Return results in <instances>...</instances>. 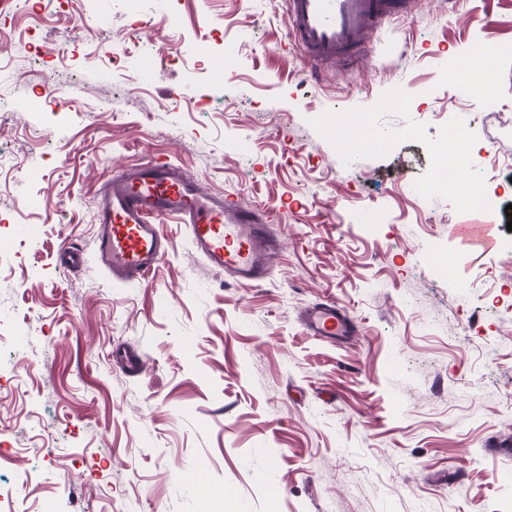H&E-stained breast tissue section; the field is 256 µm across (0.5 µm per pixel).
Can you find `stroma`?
Instances as JSON below:
<instances>
[{"instance_id":"obj_1","label":"stroma","mask_w":512,"mask_h":512,"mask_svg":"<svg viewBox=\"0 0 512 512\" xmlns=\"http://www.w3.org/2000/svg\"><path fill=\"white\" fill-rule=\"evenodd\" d=\"M283 7L0 0V512H503L512 451L488 444L512 443V0H414L316 81ZM479 51L493 95L471 102L444 63ZM454 130L489 212L430 185ZM152 160L267 213L284 250L265 283L225 280L174 223L148 282L61 267L63 245L92 254L113 168ZM486 222L489 247L452 231ZM323 299L350 340L306 335Z\"/></svg>"}]
</instances>
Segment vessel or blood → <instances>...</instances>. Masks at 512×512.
I'll return each mask as SVG.
<instances>
[{"label": "vessel or blood", "mask_w": 512, "mask_h": 512, "mask_svg": "<svg viewBox=\"0 0 512 512\" xmlns=\"http://www.w3.org/2000/svg\"><path fill=\"white\" fill-rule=\"evenodd\" d=\"M289 47L315 73L360 55L367 32L408 14L411 0H285ZM94 213V261L112 281L142 283L168 254L165 221L184 224L193 252L239 286L263 283L281 242L263 211L236 198L205 191L199 181L167 161L119 168L102 183ZM307 335L343 341L356 325L342 307L325 300L303 317Z\"/></svg>", "instance_id": "1"}]
</instances>
